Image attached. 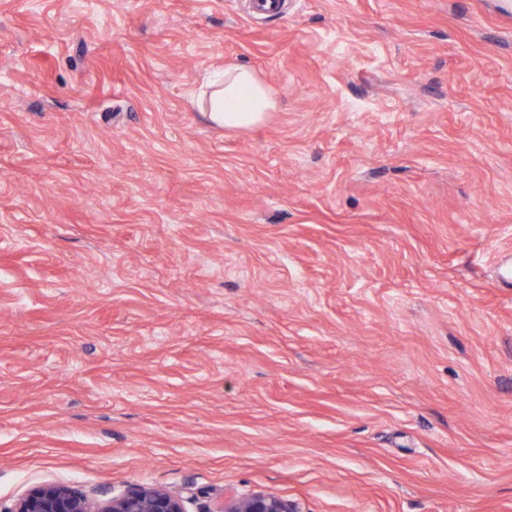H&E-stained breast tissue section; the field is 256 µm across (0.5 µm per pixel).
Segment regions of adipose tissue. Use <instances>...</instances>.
<instances>
[{"label": "adipose tissue", "instance_id": "obj_1", "mask_svg": "<svg viewBox=\"0 0 512 512\" xmlns=\"http://www.w3.org/2000/svg\"><path fill=\"white\" fill-rule=\"evenodd\" d=\"M199 111L219 127L231 130L258 128L276 103L257 72L244 65L225 67L196 95Z\"/></svg>", "mask_w": 512, "mask_h": 512}]
</instances>
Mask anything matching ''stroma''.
Listing matches in <instances>:
<instances>
[{
  "label": "stroma",
  "mask_w": 512,
  "mask_h": 512,
  "mask_svg": "<svg viewBox=\"0 0 512 512\" xmlns=\"http://www.w3.org/2000/svg\"><path fill=\"white\" fill-rule=\"evenodd\" d=\"M247 3L0 0V505L512 512V14ZM196 104L212 124L231 130L258 128L276 106L271 89L257 72L238 64L224 66L206 90L196 94ZM1 512H186L181 497L163 489L139 488L92 500L78 489L46 485ZM207 512H293V509L287 501L273 496H252L217 501Z\"/></svg>",
  "instance_id": "stroma-1"
}]
</instances>
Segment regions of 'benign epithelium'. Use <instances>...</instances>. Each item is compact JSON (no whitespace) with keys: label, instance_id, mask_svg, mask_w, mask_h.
<instances>
[{"label":"benign epithelium","instance_id":"7a95c632","mask_svg":"<svg viewBox=\"0 0 512 512\" xmlns=\"http://www.w3.org/2000/svg\"><path fill=\"white\" fill-rule=\"evenodd\" d=\"M0 512H186L181 497L163 489L139 488L120 496L92 500L78 489L46 485ZM210 512H293L273 496L223 499Z\"/></svg>","mask_w":512,"mask_h":512}]
</instances>
